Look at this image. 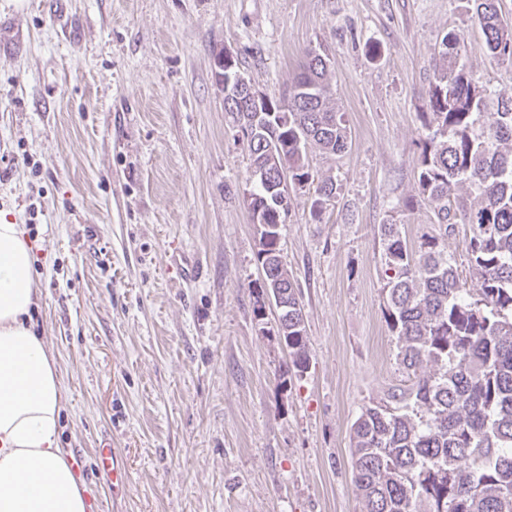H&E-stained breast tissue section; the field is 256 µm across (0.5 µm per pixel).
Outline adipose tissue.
<instances>
[{
	"label": "adipose tissue",
	"mask_w": 512,
	"mask_h": 512,
	"mask_svg": "<svg viewBox=\"0 0 512 512\" xmlns=\"http://www.w3.org/2000/svg\"><path fill=\"white\" fill-rule=\"evenodd\" d=\"M35 302L32 244L0 222V512H88L60 445L61 381L28 323Z\"/></svg>",
	"instance_id": "ef3b65f1"
}]
</instances>
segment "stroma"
<instances>
[{"label": "stroma", "mask_w": 512, "mask_h": 512, "mask_svg": "<svg viewBox=\"0 0 512 512\" xmlns=\"http://www.w3.org/2000/svg\"><path fill=\"white\" fill-rule=\"evenodd\" d=\"M0 0V221L35 249L33 330L64 389L90 512H362L351 426L409 388L385 318L380 227L408 247L434 224L417 191L418 117L443 36L512 95L466 0ZM285 95L325 52L351 139L310 150L339 184L321 221L292 194L283 259L309 338L286 371L275 308L255 317L249 158L214 52ZM113 439L130 480L95 464Z\"/></svg>", "instance_id": "obj_1"}]
</instances>
